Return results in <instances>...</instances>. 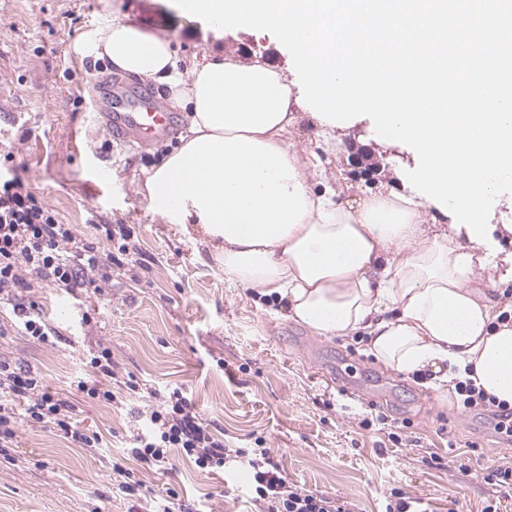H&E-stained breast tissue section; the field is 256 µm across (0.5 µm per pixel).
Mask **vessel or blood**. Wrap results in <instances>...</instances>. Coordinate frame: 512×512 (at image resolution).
<instances>
[{"instance_id":"b4317fda","label":"vessel or blood","mask_w":512,"mask_h":512,"mask_svg":"<svg viewBox=\"0 0 512 512\" xmlns=\"http://www.w3.org/2000/svg\"><path fill=\"white\" fill-rule=\"evenodd\" d=\"M114 142L146 149L175 127L176 116L165 111L156 94L133 84L105 82L99 114Z\"/></svg>"}]
</instances>
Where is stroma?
I'll list each match as a JSON object with an SVG mask.
<instances>
[{
    "instance_id": "1",
    "label": "stroma",
    "mask_w": 512,
    "mask_h": 512,
    "mask_svg": "<svg viewBox=\"0 0 512 512\" xmlns=\"http://www.w3.org/2000/svg\"><path fill=\"white\" fill-rule=\"evenodd\" d=\"M120 9L149 34L170 39L178 61L234 52L269 60L294 79L288 50L269 32L225 30L203 38V20L173 0H0V178L21 177L78 238L99 250L101 225L124 227L128 262L99 292H65L30 277L25 301L56 328L42 344L14 328L0 307V359L32 369L68 391L107 348L119 376L156 389H183L232 448H269L290 482L347 498L355 512H384L391 493L418 512H512V489L487 475L512 461V448L474 415L455 409L447 385L397 372L368 351L360 334L316 336L288 319L284 301L255 296L225 276L197 233L166 223L139 191L177 137L147 152L110 139L98 120V80L107 59L79 57L74 43ZM293 137L318 154L340 199L405 193V171L419 158L405 144L380 142L373 121L326 128L296 110ZM107 168L111 185L97 182ZM81 429L99 448L74 447L56 428L20 427L10 459L0 458V512H156L175 492L195 512H247L238 473H206L172 452L166 472L148 476L152 492H116L112 465L139 426L140 403L108 405L78 395Z\"/></svg>"
}]
</instances>
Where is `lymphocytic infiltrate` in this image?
I'll use <instances>...</instances> for the list:
<instances>
[{"instance_id":"1","label":"lymphocytic infiltrate","mask_w":512,"mask_h":512,"mask_svg":"<svg viewBox=\"0 0 512 512\" xmlns=\"http://www.w3.org/2000/svg\"><path fill=\"white\" fill-rule=\"evenodd\" d=\"M127 249L101 253L94 244L79 239L71 225L60 223L52 209L18 178L0 183V303L11 305L26 335L47 344L57 331L26 303L21 294L28 288L27 274L49 279L64 290L93 288L110 266L122 265ZM92 376L76 380L78 392L111 404L115 373L109 350L92 354ZM127 397L144 400V420L132 448L126 454L132 468L115 466L116 487L124 495L141 496L143 473L164 469L171 451L192 459L202 470L247 471V495L258 512H353L349 500L290 483L283 467L265 448H230L222 436L197 412L181 390L161 394L143 390L135 376L121 384ZM457 406L464 412L488 417L493 430L512 443V407L476 389L472 382H456ZM76 404L53 391L31 370L0 360V447H12L16 430L24 423L52 425L83 448H97L101 436L87 435L78 427Z\"/></svg>"}]
</instances>
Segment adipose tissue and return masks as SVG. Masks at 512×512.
<instances>
[{
	"label": "adipose tissue",
	"instance_id": "adipose-tissue-1",
	"mask_svg": "<svg viewBox=\"0 0 512 512\" xmlns=\"http://www.w3.org/2000/svg\"><path fill=\"white\" fill-rule=\"evenodd\" d=\"M166 85L189 123L142 192L166 222L192 225L225 275L285 297L317 336L367 337L381 363L407 374L446 371L512 405V302L467 229L428 226L417 192L334 201L315 192L316 153L297 149L292 87L267 63L234 54L181 67L166 38L112 16L75 45Z\"/></svg>",
	"mask_w": 512,
	"mask_h": 512
}]
</instances>
